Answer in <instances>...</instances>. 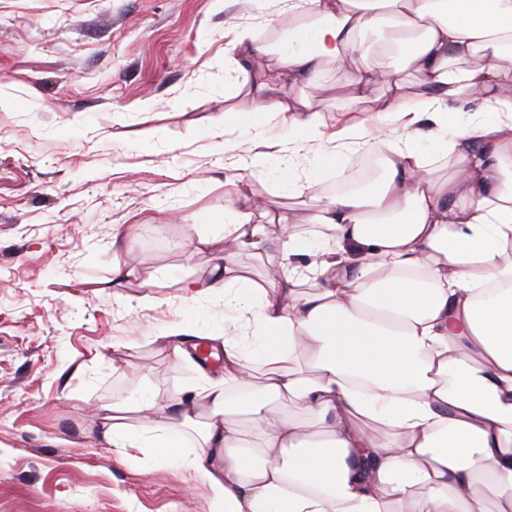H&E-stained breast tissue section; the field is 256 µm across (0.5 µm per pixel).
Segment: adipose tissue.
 Instances as JSON below:
<instances>
[{"instance_id":"1","label":"adipose tissue","mask_w":512,"mask_h":512,"mask_svg":"<svg viewBox=\"0 0 512 512\" xmlns=\"http://www.w3.org/2000/svg\"><path fill=\"white\" fill-rule=\"evenodd\" d=\"M289 3L307 21L278 46L236 36L237 70L276 59L239 87V125L261 143L287 123L293 153H378L388 179L328 197L314 243L295 233L297 213L256 207L229 181L234 213L191 243L211 268L182 286L191 323L151 338L181 361L221 346L222 375L200 372L175 398L142 389L126 404L136 423L107 407L100 435L126 459L207 482L210 512H512V0ZM386 16L416 82L382 73L389 92L373 98L352 74L343 95L369 115L326 130L304 87L329 92L324 66L351 59ZM469 99L477 118L449 125ZM249 236L275 241L259 260L278 262V280L238 270ZM216 297L220 328L198 312ZM288 401L303 418L277 411Z\"/></svg>"}]
</instances>
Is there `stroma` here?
<instances>
[{
  "mask_svg": "<svg viewBox=\"0 0 512 512\" xmlns=\"http://www.w3.org/2000/svg\"><path fill=\"white\" fill-rule=\"evenodd\" d=\"M286 0H0V512H209L211 491L100 441V408L149 387L179 396L196 376L150 343L179 320L182 279L210 269L185 238L223 223L242 176L305 238L353 156L316 161L256 146L229 123L231 157L207 125L245 79L229 63L237 30L268 42L299 25ZM387 26L369 60L329 66L340 84L391 66ZM289 164L302 197L273 180ZM140 233L129 248L115 230ZM136 278L112 284V264ZM151 307H144V296Z\"/></svg>",
  "mask_w": 512,
  "mask_h": 512,
  "instance_id": "stroma-1",
  "label": "stroma"
}]
</instances>
